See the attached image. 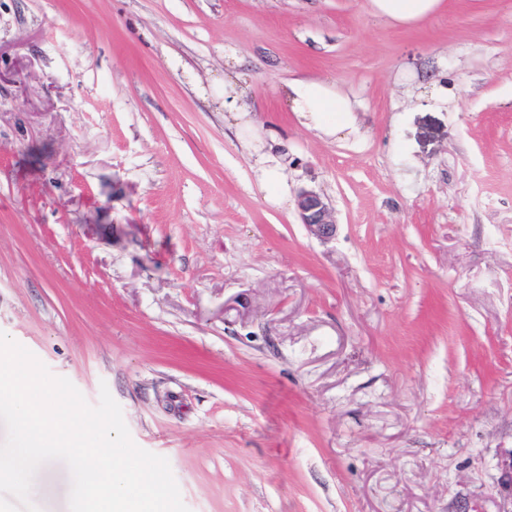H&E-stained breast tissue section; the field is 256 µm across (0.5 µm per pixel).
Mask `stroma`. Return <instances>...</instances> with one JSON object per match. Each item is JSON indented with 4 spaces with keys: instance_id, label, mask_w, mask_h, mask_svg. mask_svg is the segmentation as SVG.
<instances>
[{
    "instance_id": "35a3bbf8",
    "label": "stroma",
    "mask_w": 512,
    "mask_h": 512,
    "mask_svg": "<svg viewBox=\"0 0 512 512\" xmlns=\"http://www.w3.org/2000/svg\"><path fill=\"white\" fill-rule=\"evenodd\" d=\"M300 78L352 133L299 125ZM0 332L108 386L189 512H512V0H0ZM372 13L395 27H412L448 8L446 0H368ZM286 88L292 112L307 129L336 138L337 133L353 128V110L348 99L329 84L295 80ZM260 181L269 189L266 200L274 206H281L286 199L287 190L283 186L279 163L263 167L260 171ZM296 207L302 224L322 242H328L336 234V219L323 197L314 190H301L296 198Z\"/></svg>"
}]
</instances>
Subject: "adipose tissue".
I'll list each match as a JSON object with an SVG mask.
<instances>
[{
    "label": "adipose tissue",
    "instance_id": "1",
    "mask_svg": "<svg viewBox=\"0 0 512 512\" xmlns=\"http://www.w3.org/2000/svg\"><path fill=\"white\" fill-rule=\"evenodd\" d=\"M446 0H369L372 13L395 27H412L446 8ZM287 101L307 129L333 137L354 124L347 98L314 80L288 83Z\"/></svg>",
    "mask_w": 512,
    "mask_h": 512
}]
</instances>
